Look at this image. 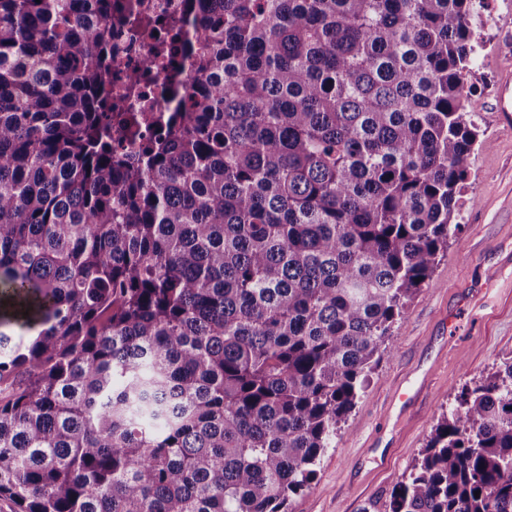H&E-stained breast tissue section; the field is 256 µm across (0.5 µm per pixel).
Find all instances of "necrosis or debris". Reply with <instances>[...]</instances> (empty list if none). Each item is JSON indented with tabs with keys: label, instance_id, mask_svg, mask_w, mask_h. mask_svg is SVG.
Segmentation results:
<instances>
[{
	"label": "necrosis or debris",
	"instance_id": "obj_1",
	"mask_svg": "<svg viewBox=\"0 0 512 512\" xmlns=\"http://www.w3.org/2000/svg\"><path fill=\"white\" fill-rule=\"evenodd\" d=\"M128 23L113 24L108 37L106 65L112 83V109L116 112L146 113L161 118L185 106V86L195 71L199 28L188 0H122ZM183 24L188 47L179 55L177 67L155 65L158 42L138 26L141 15Z\"/></svg>",
	"mask_w": 512,
	"mask_h": 512
}]
</instances>
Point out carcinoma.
Instances as JSON below:
<instances>
[{
    "label": "carcinoma",
    "instance_id": "obj_1",
    "mask_svg": "<svg viewBox=\"0 0 512 512\" xmlns=\"http://www.w3.org/2000/svg\"><path fill=\"white\" fill-rule=\"evenodd\" d=\"M193 2L185 108L127 152L120 4L0 0L13 512H288L459 229L474 0ZM383 512H512V357Z\"/></svg>",
    "mask_w": 512,
    "mask_h": 512
}]
</instances>
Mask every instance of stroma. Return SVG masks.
<instances>
[{"instance_id":"35a3bbf8","label":"stroma","mask_w":512,"mask_h":512,"mask_svg":"<svg viewBox=\"0 0 512 512\" xmlns=\"http://www.w3.org/2000/svg\"><path fill=\"white\" fill-rule=\"evenodd\" d=\"M476 9L485 25L465 106L480 136L459 230L288 512H380L461 387L512 357V121L493 112L497 84L512 71V0H478Z\"/></svg>"}]
</instances>
